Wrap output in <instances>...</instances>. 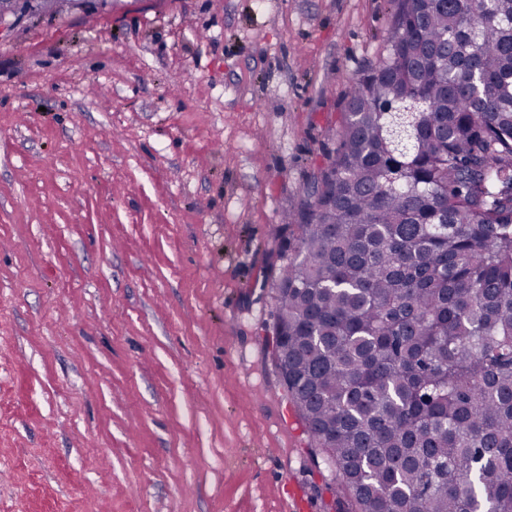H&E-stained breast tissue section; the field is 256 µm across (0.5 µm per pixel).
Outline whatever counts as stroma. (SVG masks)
<instances>
[{
	"instance_id": "stroma-1",
	"label": "stroma",
	"mask_w": 512,
	"mask_h": 512,
	"mask_svg": "<svg viewBox=\"0 0 512 512\" xmlns=\"http://www.w3.org/2000/svg\"><path fill=\"white\" fill-rule=\"evenodd\" d=\"M392 0L0 25V512H338L269 354L282 219Z\"/></svg>"
}]
</instances>
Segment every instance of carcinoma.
I'll use <instances>...</instances> for the list:
<instances>
[{
    "label": "carcinoma",
    "mask_w": 512,
    "mask_h": 512,
    "mask_svg": "<svg viewBox=\"0 0 512 512\" xmlns=\"http://www.w3.org/2000/svg\"><path fill=\"white\" fill-rule=\"evenodd\" d=\"M394 4L282 228L271 348L340 512H512V0Z\"/></svg>",
    "instance_id": "obj_1"
}]
</instances>
